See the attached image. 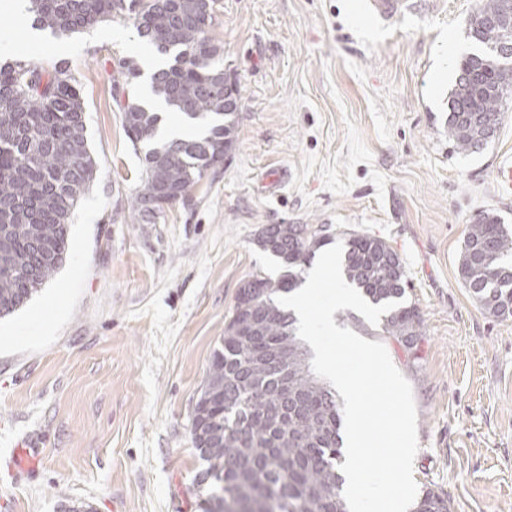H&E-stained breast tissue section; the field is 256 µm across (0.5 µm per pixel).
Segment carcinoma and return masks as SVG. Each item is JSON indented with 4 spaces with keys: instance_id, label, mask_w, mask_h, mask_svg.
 I'll return each mask as SVG.
<instances>
[{
    "instance_id": "carcinoma-1",
    "label": "carcinoma",
    "mask_w": 512,
    "mask_h": 512,
    "mask_svg": "<svg viewBox=\"0 0 512 512\" xmlns=\"http://www.w3.org/2000/svg\"><path fill=\"white\" fill-rule=\"evenodd\" d=\"M216 0H33L32 27L68 36L115 15L137 22L139 36L170 62L152 72L155 93L199 136L157 141L161 113L129 104L122 125L142 158L134 207L165 190L159 212L192 198L233 146L240 90L224 85V58L211 35ZM512 32V0H479L469 21L474 51L461 57L448 102V138L466 155L488 145L512 100V66L493 50ZM98 175L84 102L65 68L0 64V317L23 307L61 268L70 218ZM342 272L373 305H398L382 330L413 356L422 336L398 253L383 239L342 231ZM331 225L268 224L257 243L277 258L276 279L254 277L237 292L224 337L211 358L191 415L194 448L206 464L203 512H348L339 466L343 409L314 374L296 319L277 298L298 287L302 268L332 241ZM457 272L488 314L512 317V229L499 215L467 225ZM410 512H451L448 495L426 488Z\"/></svg>"
}]
</instances>
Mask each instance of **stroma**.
I'll list each match as a JSON object with an SVG mask.
<instances>
[{"instance_id": "stroma-1", "label": "stroma", "mask_w": 512, "mask_h": 512, "mask_svg": "<svg viewBox=\"0 0 512 512\" xmlns=\"http://www.w3.org/2000/svg\"><path fill=\"white\" fill-rule=\"evenodd\" d=\"M0 0V46L76 78L98 177L70 219L53 280L0 319V512H202L190 417L237 291L281 273L265 224H328L385 239L423 320L415 357L351 309L336 322L384 341L417 409L418 488L452 512H512V319L480 309L457 274L467 225L494 212L512 160V107L481 152L445 128L476 0H405L387 19L367 0H220L212 30L241 87L235 145L192 201L140 221L141 156L121 110L157 64L128 17L28 41ZM136 61L125 81L120 60ZM34 471L8 467L18 443Z\"/></svg>"}]
</instances>
